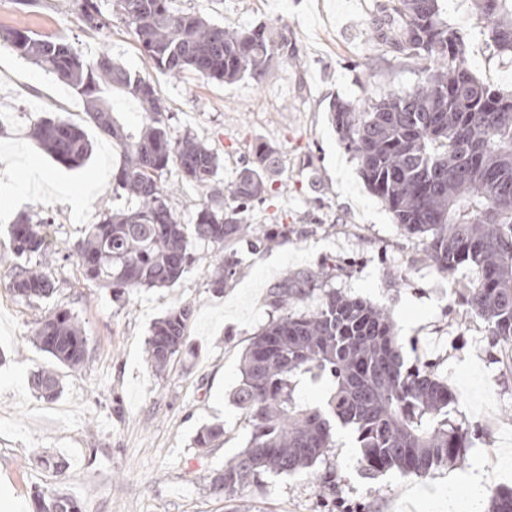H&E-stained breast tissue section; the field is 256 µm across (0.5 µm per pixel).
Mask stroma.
I'll list each match as a JSON object with an SVG mask.
<instances>
[{
    "label": "stroma",
    "mask_w": 512,
    "mask_h": 512,
    "mask_svg": "<svg viewBox=\"0 0 512 512\" xmlns=\"http://www.w3.org/2000/svg\"><path fill=\"white\" fill-rule=\"evenodd\" d=\"M380 0H174L176 9L227 28L266 24L285 29L301 62L277 61L263 82L229 83L157 70L128 28L99 0L108 28L84 30L70 0L23 6L0 0V28L23 26L65 37L85 58L109 52L115 62L150 77L168 111L172 136L192 131L220 156L217 178H234L258 147L275 151L270 187L248 213L249 223L273 232L276 246L234 245L237 273L223 293L210 279L222 247L199 242L197 258L168 288H141L117 301L84 279L57 244L82 239L104 214L134 207L112 189L121 153L99 134L81 96L58 77L0 46V276L15 264L8 227L20 215L47 218L53 247L36 261L55 279L50 303H27L0 287V498L13 512H33L38 491L59 489L82 512H336L337 501L358 512H445L449 492L465 497L461 477L484 472L485 488L512 487V346L497 343L487 323L462 300L477 268L446 274L423 245L394 224L366 187L357 162L328 119L331 101L355 104L416 85L417 67L371 32ZM448 21L467 41V59L482 81L512 91V56L478 38L474 0H443ZM63 118L88 133L93 150L78 167L62 164L30 136L34 123ZM168 205L193 223L203 200L199 187L169 168ZM335 266L329 287L385 309L401 338L406 366L429 367L447 383L450 414L467 432L464 464L423 477L396 470L371 474L355 438L343 430L329 456L334 485H322L326 466L293 475H265L235 497L208 489V475L246 445L245 413L235 403L241 358L269 320L268 294L284 275ZM191 303L187 347L163 373L145 361L152 324L174 304ZM77 315L87 356L76 369L56 362L32 337L51 312ZM52 370L60 392L51 401L33 389L34 374ZM224 434L211 449L196 448L204 426ZM63 458L64 476L39 466V455ZM425 486L434 496L410 500Z\"/></svg>",
    "instance_id": "1"
}]
</instances>
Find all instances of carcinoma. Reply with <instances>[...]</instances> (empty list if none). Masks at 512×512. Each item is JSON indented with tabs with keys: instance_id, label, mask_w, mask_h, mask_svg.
<instances>
[{
	"instance_id": "cac0c4a2",
	"label": "carcinoma",
	"mask_w": 512,
	"mask_h": 512,
	"mask_svg": "<svg viewBox=\"0 0 512 512\" xmlns=\"http://www.w3.org/2000/svg\"><path fill=\"white\" fill-rule=\"evenodd\" d=\"M441 0H384L371 22L379 39L419 61L422 81L408 90L361 106L335 100L331 123L356 159L373 195L394 223L419 239L442 272L477 267L476 285L463 289L466 305L489 325L491 335L512 345V93L479 80L467 63L461 32L448 24ZM490 46L512 54V0H477ZM84 25L109 26L97 0H82ZM112 13L130 29L153 65L172 76L263 81L278 60L296 57L288 34L263 24L226 29L196 14L177 11L172 0H113ZM0 42L41 68L56 73L80 94L99 131L121 150L113 176L138 207L108 213L92 224L65 259H75L86 280L120 300L137 288L174 285L195 262L194 243L229 245L251 238L245 214L267 192L270 149L263 147L224 189L212 184L218 154L189 131L172 137L168 108L154 84L102 51L91 62L61 37L7 28ZM137 102L142 124L131 128L113 116L110 94ZM32 137L57 161L79 166L89 140L65 119L37 123ZM175 166L182 178L208 189L195 222L183 224L169 208L162 177ZM48 221L10 227L16 258L8 287L31 302L51 298L56 282L34 256L49 245ZM234 253L218 256L210 288L216 293L236 273ZM331 271L283 279L270 292L272 315L248 346L235 401L245 410L247 447L215 471L209 489L233 497L267 473L292 475L327 462L336 427L355 432L362 460L372 473L398 470L424 476L465 462L466 434L448 407L452 394L428 368L405 366L399 336L388 313L324 284ZM317 302L308 312L292 306ZM193 310L173 306L152 326L146 343L150 368L161 372L186 345ZM33 341L57 361L80 366L87 338L76 316L59 309L41 322ZM309 385H323L320 405L301 399ZM46 399L59 393L50 371L34 376ZM224 433L214 424L195 438L207 449ZM487 512H512V489L487 494ZM37 512H82L63 493H37Z\"/></svg>"
}]
</instances>
